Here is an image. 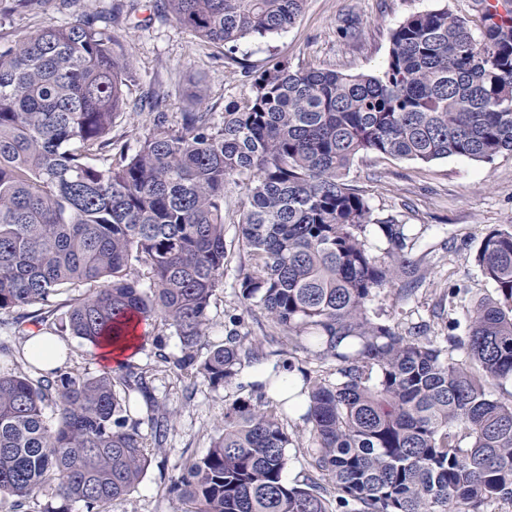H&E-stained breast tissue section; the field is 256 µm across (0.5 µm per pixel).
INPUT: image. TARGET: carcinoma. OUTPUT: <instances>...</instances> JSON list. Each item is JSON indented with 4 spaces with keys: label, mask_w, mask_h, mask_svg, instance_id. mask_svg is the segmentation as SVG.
I'll return each instance as SVG.
<instances>
[{
    "label": "carcinoma",
    "mask_w": 512,
    "mask_h": 512,
    "mask_svg": "<svg viewBox=\"0 0 512 512\" xmlns=\"http://www.w3.org/2000/svg\"><path fill=\"white\" fill-rule=\"evenodd\" d=\"M169 15L233 50L285 31L305 0H166ZM478 19L446 9L391 34L379 75L270 63L224 113H165L132 154L114 149L127 63L93 19L48 23L0 48V311L94 348L160 320L179 340L174 366L213 389L236 381L261 343L237 333L209 348L208 309L224 284V192L245 190L239 235L255 261L241 296L297 349L336 362V379L303 375L304 421L319 473L288 482L293 444L280 407L238 399L206 455L169 479L182 512H488L512 502V230L493 229L476 260L490 294L448 347L373 320L368 305L418 272L405 225L374 216L346 180L361 154L428 163L512 153V10L479 0ZM371 225L383 257L365 242ZM149 271L138 287L136 265ZM207 352H202V349ZM37 376L0 371V499L47 493L42 512H109L169 426L128 414L146 371ZM467 437L469 446L460 445Z\"/></svg>",
    "instance_id": "1"
}]
</instances>
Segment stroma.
<instances>
[{"label": "stroma", "mask_w": 512, "mask_h": 512, "mask_svg": "<svg viewBox=\"0 0 512 512\" xmlns=\"http://www.w3.org/2000/svg\"><path fill=\"white\" fill-rule=\"evenodd\" d=\"M160 0H58L0 20V42L11 43L47 23L70 24L94 17L105 21L129 64L127 105L112 126L116 145L136 150L151 132L155 111L165 112L169 125L181 113L223 112L251 92V73L270 58L290 66L313 65L344 74H380L386 67L390 36L408 17L438 9L474 19L476 0H306L302 13L285 32L241 41L234 52L199 39L158 9ZM353 18L360 34L341 38L342 18ZM155 96L157 108L142 105ZM346 178L361 190L375 215L405 224L413 244L412 257L422 278L413 291L393 286L379 293L371 312L403 335L424 329L442 342L447 333H468L466 311L490 293L491 286L474 257L486 234L512 227V154L490 162L448 157L430 163L363 155L354 160ZM244 191L232 186L224 195V284L211 298L206 340L224 341L236 330L243 345L260 343L257 361L245 364L237 383L212 390L202 378L173 367L180 354L171 329L156 323L133 360L150 373L149 392H131L139 417L159 408L170 416L162 447L154 449L140 484L113 502L110 512H178L179 502L167 492L169 478L203 457L224 424V410L236 399L252 396L258 373H280L285 363L312 376L334 378L336 364L293 349L282 331L259 309L248 308L240 293V272L250 267L249 250L239 237L238 222ZM306 404L290 401L285 423L299 438L287 450L285 476L300 479L308 471L307 448L312 442L302 420Z\"/></svg>", "instance_id": "obj_1"}]
</instances>
